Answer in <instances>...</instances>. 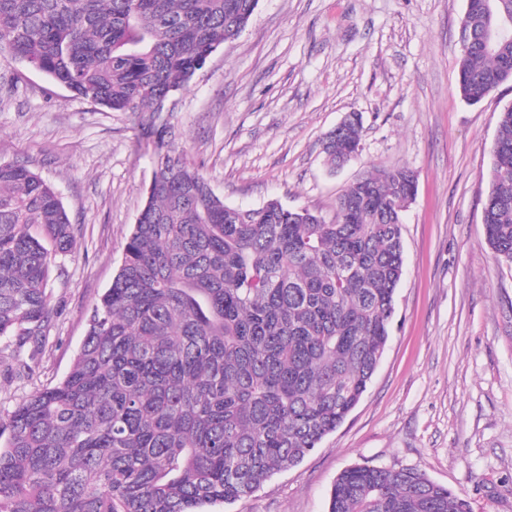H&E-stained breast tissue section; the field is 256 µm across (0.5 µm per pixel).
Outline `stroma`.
<instances>
[{"label":"stroma","mask_w":512,"mask_h":512,"mask_svg":"<svg viewBox=\"0 0 512 512\" xmlns=\"http://www.w3.org/2000/svg\"><path fill=\"white\" fill-rule=\"evenodd\" d=\"M466 0H260L175 96L188 160L226 204L279 199L333 218L370 171L411 168L404 275L382 361L345 422L296 466L215 512H327L336 476L356 464L413 468L473 512H512V264L485 242L497 114L512 81L471 105L457 93ZM363 116L362 150L343 169L321 140ZM137 115L74 96L0 59V163L52 184L75 227L37 341L0 338V419L68 373L91 306L122 263L152 175Z\"/></svg>","instance_id":"1"}]
</instances>
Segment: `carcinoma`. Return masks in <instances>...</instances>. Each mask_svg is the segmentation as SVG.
Segmentation results:
<instances>
[{
	"instance_id": "1",
	"label": "carcinoma",
	"mask_w": 512,
	"mask_h": 512,
	"mask_svg": "<svg viewBox=\"0 0 512 512\" xmlns=\"http://www.w3.org/2000/svg\"><path fill=\"white\" fill-rule=\"evenodd\" d=\"M259 0H0V54L113 112L153 119L248 26ZM457 90L512 81V0H472ZM151 180L69 373L0 421V512H205L251 496L345 421L386 348L404 272L406 167L350 184L336 218L270 199L230 206L150 123ZM362 117L322 141L332 169ZM486 242L512 263V106L497 116ZM75 229L54 188L0 163V337L48 324ZM328 512H472L418 470H343Z\"/></svg>"
}]
</instances>
